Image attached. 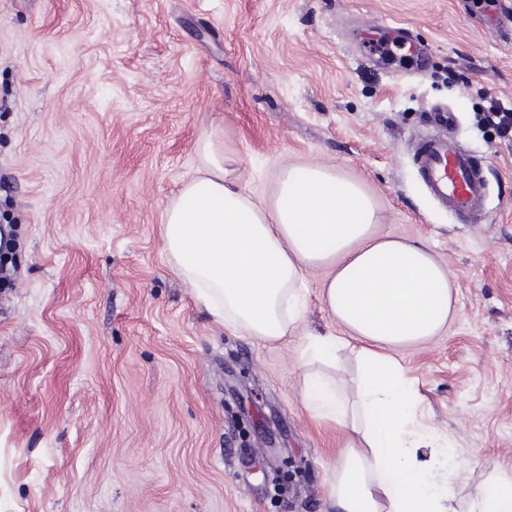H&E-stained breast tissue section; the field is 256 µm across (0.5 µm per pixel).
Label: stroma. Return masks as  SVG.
<instances>
[{"label": "stroma", "mask_w": 512, "mask_h": 512, "mask_svg": "<svg viewBox=\"0 0 512 512\" xmlns=\"http://www.w3.org/2000/svg\"><path fill=\"white\" fill-rule=\"evenodd\" d=\"M404 71L395 81L393 71ZM512 0H0V512H330L348 432L302 398L306 331L337 332L306 278L300 329L217 326L162 250L164 211L224 130L243 188L320 162L381 233L427 244L460 314L398 352L424 416L468 449L465 499L512 466ZM439 107L481 164L483 224L426 195L412 154ZM300 469L254 471L266 438ZM512 109H505L499 104H492L486 112L484 119L489 126L497 129L501 134L512 133Z\"/></svg>", "instance_id": "1"}]
</instances>
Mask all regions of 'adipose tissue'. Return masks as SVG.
Segmentation results:
<instances>
[{
	"label": "adipose tissue",
	"instance_id": "1",
	"mask_svg": "<svg viewBox=\"0 0 512 512\" xmlns=\"http://www.w3.org/2000/svg\"><path fill=\"white\" fill-rule=\"evenodd\" d=\"M198 155L162 224L163 251L197 306L224 328L276 341L303 321L306 275L324 268L321 300L341 333L308 335L300 361L327 362L350 341L360 344L355 391L303 375L306 409L349 432L327 480L332 512H512V469L495 470L457 501L466 452L438 446L420 420L415 382L394 356L438 336L455 316L447 267L423 243L377 234L374 199L321 164L283 168L265 203L226 168L221 128L202 136Z\"/></svg>",
	"mask_w": 512,
	"mask_h": 512
}]
</instances>
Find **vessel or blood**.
I'll return each instance as SVG.
<instances>
[{"mask_svg":"<svg viewBox=\"0 0 512 512\" xmlns=\"http://www.w3.org/2000/svg\"><path fill=\"white\" fill-rule=\"evenodd\" d=\"M413 162L430 196L461 224L486 220V182L481 166L445 135L417 140Z\"/></svg>","mask_w":512,"mask_h":512,"instance_id":"vessel-or-blood-1","label":"vessel or blood"}]
</instances>
